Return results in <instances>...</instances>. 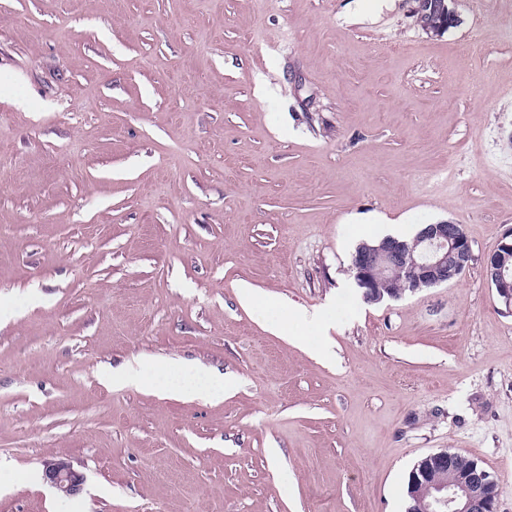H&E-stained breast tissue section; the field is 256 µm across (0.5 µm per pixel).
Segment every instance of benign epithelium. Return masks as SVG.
<instances>
[{
    "label": "benign epithelium",
    "mask_w": 512,
    "mask_h": 512,
    "mask_svg": "<svg viewBox=\"0 0 512 512\" xmlns=\"http://www.w3.org/2000/svg\"><path fill=\"white\" fill-rule=\"evenodd\" d=\"M414 16L428 9L443 14L442 25L433 30L440 35L457 26L459 18L446 0H414ZM473 260L472 245L461 227L451 221L424 225L412 242L384 237L374 245L362 244L351 259V269L363 296L379 302L383 294L374 289V277L381 273L397 284L388 291L395 299L405 290L412 292L433 288L458 279ZM485 275L505 307L512 311V234L503 241L485 263ZM457 453L441 449L421 459L411 470L408 496L420 512H498L502 494L499 482L482 467L474 464L468 472L452 482L438 481L432 471L455 469ZM46 482L67 497L79 494L84 475L70 462L59 459L46 464Z\"/></svg>",
    "instance_id": "benign-epithelium-1"
}]
</instances>
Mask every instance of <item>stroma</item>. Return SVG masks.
<instances>
[{"label": "stroma", "instance_id": "1", "mask_svg": "<svg viewBox=\"0 0 512 512\" xmlns=\"http://www.w3.org/2000/svg\"><path fill=\"white\" fill-rule=\"evenodd\" d=\"M412 7L0 0V512H406L444 448L512 512V312L484 276L512 231V0H455L439 36ZM440 221L465 273L366 301L360 227ZM170 364L234 386L100 380ZM59 457L76 496L43 479Z\"/></svg>", "mask_w": 512, "mask_h": 512}]
</instances>
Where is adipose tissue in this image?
Returning <instances> with one entry per match:
<instances>
[{
  "mask_svg": "<svg viewBox=\"0 0 512 512\" xmlns=\"http://www.w3.org/2000/svg\"><path fill=\"white\" fill-rule=\"evenodd\" d=\"M103 378L110 383L121 380L138 386L147 385L165 397L190 393L200 398H214L222 396L228 388L225 380L195 366L175 365L152 377L141 371L130 374L108 371Z\"/></svg>",
  "mask_w": 512,
  "mask_h": 512,
  "instance_id": "adipose-tissue-1",
  "label": "adipose tissue"
}]
</instances>
